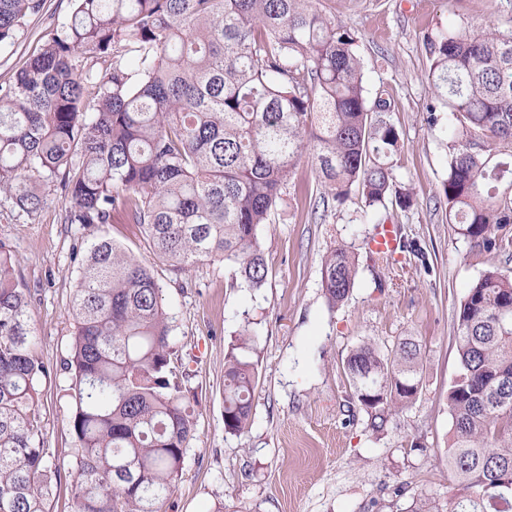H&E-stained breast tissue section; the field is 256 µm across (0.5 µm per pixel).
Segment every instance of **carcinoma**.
<instances>
[{"label": "carcinoma", "mask_w": 512, "mask_h": 512, "mask_svg": "<svg viewBox=\"0 0 512 512\" xmlns=\"http://www.w3.org/2000/svg\"><path fill=\"white\" fill-rule=\"evenodd\" d=\"M70 17L12 81L0 84V193L33 216L44 175L65 223L137 224L173 271L234 268L264 286L262 226L307 150L327 208L356 189L375 210L396 184L400 136L382 96L369 101L358 37L313 0H69ZM44 0H0V44ZM428 81L448 112L450 223L494 263L456 320L458 373L448 387L446 458L461 496L407 512H512V28L444 31L426 40ZM111 59L100 72L83 60ZM97 86L93 100L85 85ZM355 257L332 248L321 286L330 307L355 284ZM28 290L0 244V512H46L37 352ZM72 315L67 369L75 438V512H162L194 433L191 371L151 271L112 240L91 242ZM254 340L224 355V430L251 423ZM368 427L383 433L421 382L416 344L363 342L344 362Z\"/></svg>", "instance_id": "cac0c4a2"}]
</instances>
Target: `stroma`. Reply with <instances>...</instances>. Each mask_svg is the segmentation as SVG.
I'll use <instances>...</instances> for the list:
<instances>
[{"label":"stroma","instance_id":"1","mask_svg":"<svg viewBox=\"0 0 512 512\" xmlns=\"http://www.w3.org/2000/svg\"><path fill=\"white\" fill-rule=\"evenodd\" d=\"M318 10L359 38L368 98L386 91L403 145L396 188L411 204L366 207L358 193L329 209L318 205L319 177L304 155L261 232L269 273L259 291L232 287V270L206 262L173 272L135 224L83 226L64 221L67 203L39 173L36 216L0 195V241L29 292L38 354L50 369L39 386L44 448L60 478L48 512H74L75 440L70 376V301L87 245L108 237L147 266L174 316L171 338L193 372L196 422L183 474L167 512H406L413 497L443 504L458 496L448 473V386L458 369L456 315L468 289L490 267L448 222L442 185L448 177V115L430 117L426 37L473 24L512 27V0H315ZM69 0H45L14 42L0 46V83L13 79L64 23ZM399 225L421 256L368 267L366 242L377 223ZM344 246L359 259L354 288L328 307L320 269ZM255 339L258 382L251 425L224 431V355L234 338ZM410 336L422 354L418 399L382 435L371 434L344 372L363 341L393 345Z\"/></svg>","mask_w":512,"mask_h":512}]
</instances>
